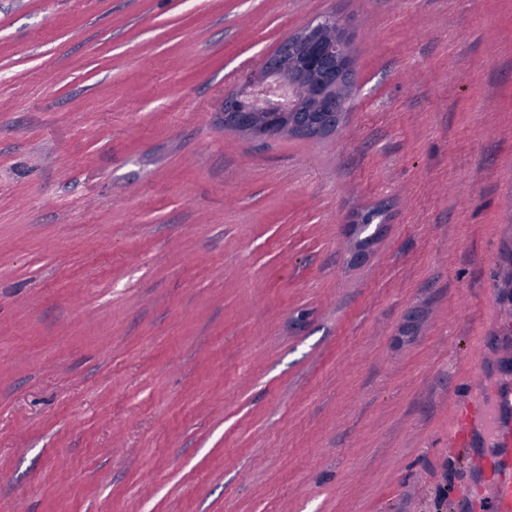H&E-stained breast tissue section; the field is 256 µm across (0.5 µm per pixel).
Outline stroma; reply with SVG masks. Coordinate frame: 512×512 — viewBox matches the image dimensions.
<instances>
[{
  "mask_svg": "<svg viewBox=\"0 0 512 512\" xmlns=\"http://www.w3.org/2000/svg\"><path fill=\"white\" fill-rule=\"evenodd\" d=\"M325 14L341 126L225 127ZM476 369L495 403L512 0H0V512H489ZM348 33V21L336 14L325 15L313 20L300 33L302 39L305 38L307 42V50L302 58L294 55L296 41L286 39L273 52L263 57L260 66L261 80L252 83V78L247 79L244 82V87L248 86L249 88L264 83L268 85L288 83L290 67L295 64L302 66L308 58H313L314 62H320L319 55L322 52L336 51V69L327 66L321 80L326 87L322 97L323 110L330 112L326 127L337 128L342 123L344 111L336 107V101L343 103L346 100V91L353 80ZM472 408L461 421L454 422L448 433V445H459L465 448L479 447V437L482 427L486 424L487 416L483 408L481 391L472 394Z\"/></svg>",
  "mask_w": 512,
  "mask_h": 512,
  "instance_id": "obj_1",
  "label": "stroma"
}]
</instances>
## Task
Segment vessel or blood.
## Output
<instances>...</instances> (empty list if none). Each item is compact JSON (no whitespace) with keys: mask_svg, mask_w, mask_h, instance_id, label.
Instances as JSON below:
<instances>
[{"mask_svg":"<svg viewBox=\"0 0 512 512\" xmlns=\"http://www.w3.org/2000/svg\"><path fill=\"white\" fill-rule=\"evenodd\" d=\"M487 421L483 408V395L473 392L472 407L462 420L454 422L448 442L466 448L479 443L482 427ZM497 455L485 466L491 477V512H512V393H503L499 399L498 416L494 424Z\"/></svg>","mask_w":512,"mask_h":512,"instance_id":"b4317fda","label":"vessel or blood"}]
</instances>
